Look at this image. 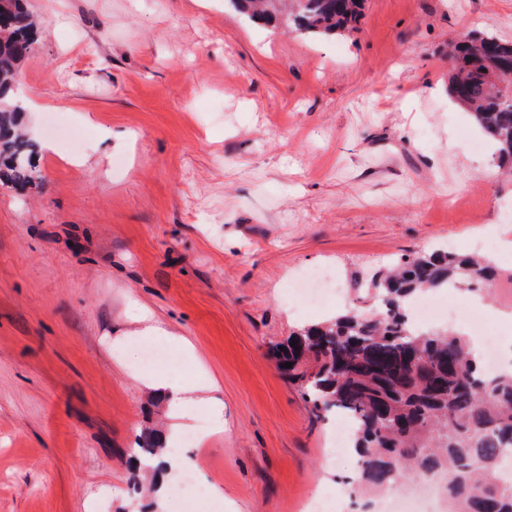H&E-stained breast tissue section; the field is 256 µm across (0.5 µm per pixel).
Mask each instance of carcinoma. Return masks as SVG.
Instances as JSON below:
<instances>
[{"instance_id": "cac0c4a2", "label": "carcinoma", "mask_w": 512, "mask_h": 512, "mask_svg": "<svg viewBox=\"0 0 512 512\" xmlns=\"http://www.w3.org/2000/svg\"><path fill=\"white\" fill-rule=\"evenodd\" d=\"M248 21L320 39L356 30L364 0H227ZM39 33L28 0H0V179L15 186L34 180L35 144L20 129L14 97L21 67ZM455 60L450 98L468 110L483 136L512 166V75L489 71L481 60L512 59V43L467 32L451 45ZM489 262L441 246L402 259L364 285L368 310H350L305 325L271 348L278 371L323 419L343 413L353 424L359 474L350 494L392 488L413 475L440 472L450 512H512V485L497 473L512 450V373H488L465 337L422 332L408 317L424 292L492 284ZM296 346H291V342ZM290 362L289 368L282 364ZM162 431L147 429L138 450L161 458Z\"/></svg>"}]
</instances>
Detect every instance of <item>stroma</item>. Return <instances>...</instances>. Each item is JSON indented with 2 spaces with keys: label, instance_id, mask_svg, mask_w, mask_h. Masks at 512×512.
I'll use <instances>...</instances> for the list:
<instances>
[{
  "label": "stroma",
  "instance_id": "35a3bbf8",
  "mask_svg": "<svg viewBox=\"0 0 512 512\" xmlns=\"http://www.w3.org/2000/svg\"><path fill=\"white\" fill-rule=\"evenodd\" d=\"M48 29L23 64L36 181L0 184V512H176L133 490L137 435L166 426L132 342L154 324L191 346L186 431L224 512H357L340 418L310 405L269 350L366 306L353 283L445 245L491 260L484 311L512 316V176L448 97V45L512 40V0H365L357 31L310 39L226 0H29ZM338 292L288 302L302 271Z\"/></svg>",
  "mask_w": 512,
  "mask_h": 512
}]
</instances>
